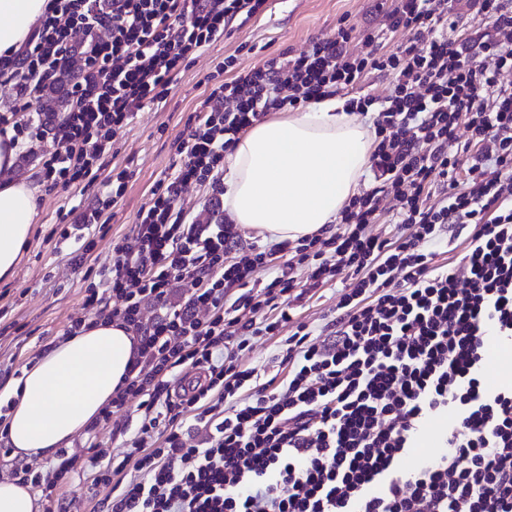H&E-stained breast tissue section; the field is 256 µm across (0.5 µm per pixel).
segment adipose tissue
Returning <instances> with one entry per match:
<instances>
[{
  "label": "adipose tissue",
  "instance_id": "ef3b65f1",
  "mask_svg": "<svg viewBox=\"0 0 512 512\" xmlns=\"http://www.w3.org/2000/svg\"><path fill=\"white\" fill-rule=\"evenodd\" d=\"M51 0H0V55L17 53ZM369 127L331 97L254 125L226 158L224 207L233 223L271 242L295 241L335 221L373 150ZM18 146L0 135V279L13 275L39 211V188L14 176ZM119 320L91 319L47 345L20 380L0 387L11 409L0 445L28 462L55 457L97 420L137 359Z\"/></svg>",
  "mask_w": 512,
  "mask_h": 512
}]
</instances>
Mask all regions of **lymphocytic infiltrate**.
Segmentation results:
<instances>
[{
  "mask_svg": "<svg viewBox=\"0 0 512 512\" xmlns=\"http://www.w3.org/2000/svg\"><path fill=\"white\" fill-rule=\"evenodd\" d=\"M454 2L392 0L357 52L342 21L308 51L246 72L225 57L227 79L178 146L182 164L156 182L87 291L92 318L122 320L140 341L99 416L136 403L129 452L118 461L95 436L85 442L92 484L129 465L138 473L107 512H512V388L484 382L487 337L512 339V86L499 81L512 68V0H476L491 26L466 39ZM265 3L54 0L27 46L0 56L15 92L0 124L30 153L52 140L44 181L94 180L135 111L166 100L181 66ZM398 32L407 40L385 50ZM374 71L391 77L390 94L348 103L376 113L372 187L343 206L334 232L243 246L224 216L225 153L269 113ZM64 73L70 110L34 111L38 89ZM191 184L209 188L198 214L179 205ZM388 196L401 204L391 238L371 232ZM458 225L465 252L436 265ZM262 270L269 278L253 289ZM339 278L337 315L312 334L297 302ZM277 335L288 379L254 384L236 360ZM441 418L445 452L409 467L424 425Z\"/></svg>",
  "mask_w": 512,
  "mask_h": 512,
  "instance_id": "obj_1",
  "label": "lymphocytic infiltrate"
}]
</instances>
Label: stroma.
<instances>
[{
	"mask_svg": "<svg viewBox=\"0 0 512 512\" xmlns=\"http://www.w3.org/2000/svg\"><path fill=\"white\" fill-rule=\"evenodd\" d=\"M356 31L384 28L379 0H269L268 9L245 26L233 29L202 49L194 62L175 76L165 103H145L114 138L101 158L94 183L43 187L39 217L12 277L0 279V385L20 379L50 341L59 339L71 319L85 316V290L108 267L112 249L127 238L139 210L146 206L157 180L179 163L176 141L212 85L211 77L225 56L237 55L239 70L261 65L268 57L297 54L319 37L335 34L339 19ZM123 176L125 190L107 210L105 226L92 233L87 262L69 263L74 241L59 237L70 209L95 203L107 182ZM341 286L312 290L300 302L297 317L321 329L333 314ZM277 339L256 340L240 363L258 382L283 380L287 365L278 357ZM58 492L73 498L71 512H96L111 487L89 486L81 472L59 480Z\"/></svg>",
	"mask_w": 512,
	"mask_h": 512,
	"instance_id": "obj_1",
	"label": "stroma"
}]
</instances>
